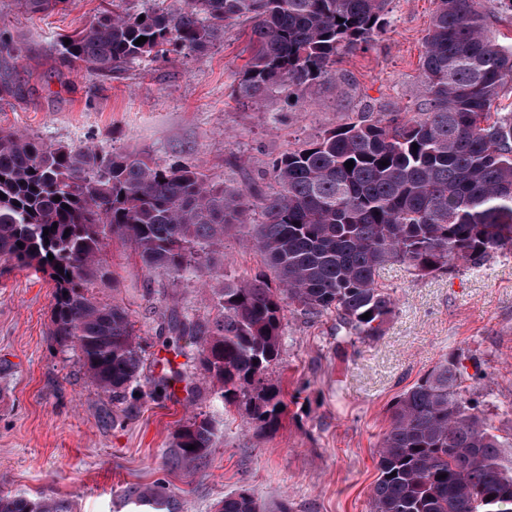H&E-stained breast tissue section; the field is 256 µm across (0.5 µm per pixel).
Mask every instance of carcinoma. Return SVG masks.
I'll return each instance as SVG.
<instances>
[{
	"mask_svg": "<svg viewBox=\"0 0 512 512\" xmlns=\"http://www.w3.org/2000/svg\"><path fill=\"white\" fill-rule=\"evenodd\" d=\"M24 2L49 13L64 0ZM126 2L111 0L60 43V63L112 72L171 47L201 52L224 26L248 22L253 53L236 92L252 100L314 92L341 56L385 30L388 0H186L180 10L155 0L142 11ZM141 36L146 42L135 45ZM421 77L427 98L419 113L375 120L365 112L282 154L271 163L268 192L227 189L191 165L160 168L142 152L53 146L0 128V260L48 279L55 342L75 348L90 380L120 401L144 361L127 308L89 294L109 274L106 249L117 239L149 270L212 277L209 252L248 224L249 198H259L252 245L278 286L261 276L226 281L213 323L187 319L175 328L197 339L200 364L223 384L224 402L248 400L250 420L274 431L284 402L266 370L280 357L287 310L333 315L336 331L376 339L395 309L378 282L384 266L399 263L423 277L459 261L476 266L512 255V112L499 111L512 86V47L488 34L480 0H439ZM186 379L173 369L149 395L165 398ZM474 410L452 359L400 394L378 448L371 512H512V468L501 461L512 441L491 433ZM213 437L208 417L188 419L172 463L202 458ZM219 506L263 512L243 488ZM0 512L70 508L52 496L1 491Z\"/></svg>",
	"mask_w": 512,
	"mask_h": 512,
	"instance_id": "obj_1",
	"label": "carcinoma"
}]
</instances>
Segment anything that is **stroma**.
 Wrapping results in <instances>:
<instances>
[{
	"label": "stroma",
	"instance_id": "obj_1",
	"mask_svg": "<svg viewBox=\"0 0 512 512\" xmlns=\"http://www.w3.org/2000/svg\"><path fill=\"white\" fill-rule=\"evenodd\" d=\"M438 0H389L388 25L367 50L337 62L338 77L288 102H250L235 87L251 56L250 31L226 25L201 52L143 58L112 72L67 69L63 36L88 26L100 0H69L48 15L0 0V127L51 145L137 151L154 165L188 163L235 188L264 178L271 159L371 113L417 111L424 39ZM10 93H3V86ZM113 279L97 282L105 302L127 307L146 367L142 397L114 401L87 379L77 351L51 336L52 288L42 273L0 261V491L53 489L72 512H133L125 489L164 487L180 512H215L224 496L250 489L290 512H370L377 448L398 395L444 359L493 433L512 438V257L478 268L417 277L394 264L379 281L395 309L377 339L350 340L328 315L287 312L281 357L267 370L286 408L276 431L249 422L246 401L225 404L203 369L170 398L145 397L168 367L163 340L177 321L217 315L225 279L268 274L245 232L226 235L208 284L147 271L113 243ZM209 417L213 446L192 466L171 465L179 427Z\"/></svg>",
	"mask_w": 512,
	"mask_h": 512
}]
</instances>
